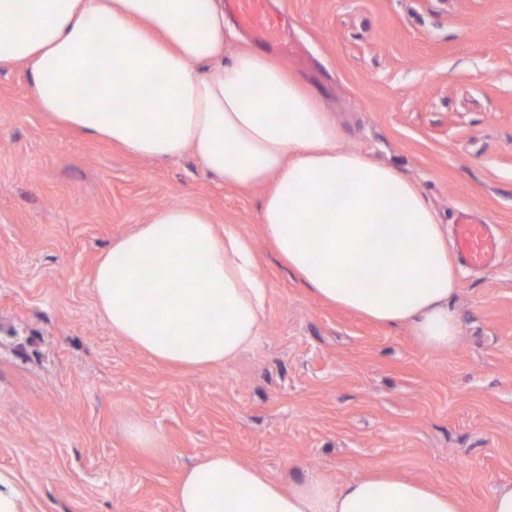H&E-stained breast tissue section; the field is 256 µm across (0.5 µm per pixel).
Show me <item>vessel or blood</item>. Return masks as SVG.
Wrapping results in <instances>:
<instances>
[{"instance_id":"vessel-or-blood-1","label":"vessel or blood","mask_w":512,"mask_h":512,"mask_svg":"<svg viewBox=\"0 0 512 512\" xmlns=\"http://www.w3.org/2000/svg\"><path fill=\"white\" fill-rule=\"evenodd\" d=\"M228 9L236 15L257 42L271 46L280 56L301 62L302 57L288 39V27L281 13L272 10L268 0H226ZM500 250L499 241L486 224L463 216L456 226V252L462 261L474 267L492 264Z\"/></svg>"}]
</instances>
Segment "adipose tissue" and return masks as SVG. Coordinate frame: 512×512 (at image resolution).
<instances>
[{
  "mask_svg": "<svg viewBox=\"0 0 512 512\" xmlns=\"http://www.w3.org/2000/svg\"><path fill=\"white\" fill-rule=\"evenodd\" d=\"M223 0H0V69L26 66L41 111L131 154L193 153L224 184L264 188L277 253L323 300L452 348L448 227L417 183L342 149L330 113L260 50L224 57ZM115 335L189 369L231 362L267 306L249 242L189 206L116 242L92 281ZM177 512H461L454 496L383 471L281 485L232 452L185 470Z\"/></svg>",
  "mask_w": 512,
  "mask_h": 512,
  "instance_id": "obj_1",
  "label": "adipose tissue"
}]
</instances>
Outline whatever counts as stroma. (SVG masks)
<instances>
[{
  "label": "stroma",
  "mask_w": 512,
  "mask_h": 512,
  "mask_svg": "<svg viewBox=\"0 0 512 512\" xmlns=\"http://www.w3.org/2000/svg\"><path fill=\"white\" fill-rule=\"evenodd\" d=\"M313 56L299 74L340 146L418 182L443 223L488 220L486 272L458 265L456 345L424 349L317 298L277 257L263 188L192 153L133 156L54 123L26 68L0 70V473L18 512H177L183 468L230 450L277 481L387 468L490 512L512 484V0H273ZM172 205L202 208L258 259L255 343L187 370L115 336L94 268ZM158 432L133 445L125 426Z\"/></svg>",
  "instance_id": "35a3bbf8"
}]
</instances>
